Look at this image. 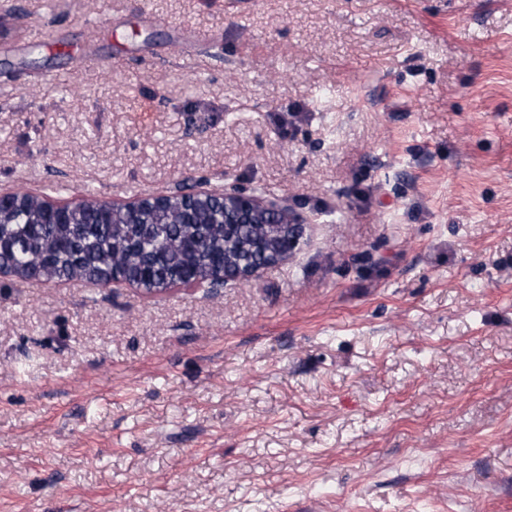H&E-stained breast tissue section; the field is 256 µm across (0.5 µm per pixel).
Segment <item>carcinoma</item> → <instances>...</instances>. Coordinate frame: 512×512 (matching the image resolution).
<instances>
[{
    "label": "carcinoma",
    "instance_id": "carcinoma-1",
    "mask_svg": "<svg viewBox=\"0 0 512 512\" xmlns=\"http://www.w3.org/2000/svg\"><path fill=\"white\" fill-rule=\"evenodd\" d=\"M277 218L226 228L224 207L172 199L138 213L112 214L90 195L64 222L43 223V200L22 197L0 213V266L43 282L84 278L107 288L112 274L159 293L185 277L205 278L220 264L231 271L259 263L262 247L281 234Z\"/></svg>",
    "mask_w": 512,
    "mask_h": 512
}]
</instances>
